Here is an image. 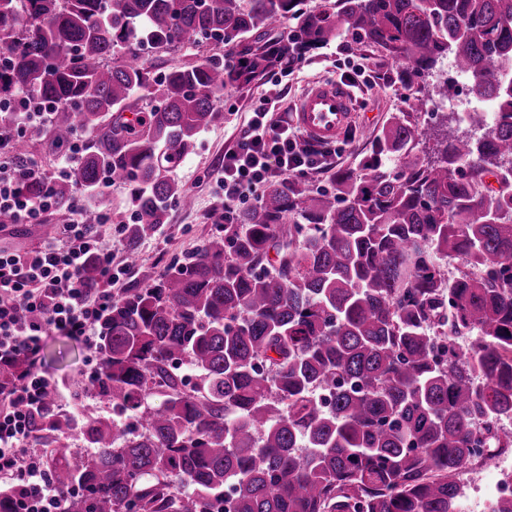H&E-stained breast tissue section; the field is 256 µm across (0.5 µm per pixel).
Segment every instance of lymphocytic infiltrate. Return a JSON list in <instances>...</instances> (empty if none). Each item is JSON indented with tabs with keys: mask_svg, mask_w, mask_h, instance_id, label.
<instances>
[{
	"mask_svg": "<svg viewBox=\"0 0 512 512\" xmlns=\"http://www.w3.org/2000/svg\"><path fill=\"white\" fill-rule=\"evenodd\" d=\"M336 153L309 144L302 132L281 114L280 98L264 97L240 128L214 187L224 198V220L232 222L241 207L253 204L274 180L329 173ZM36 161L16 163L0 155V220L36 224L55 210L51 191L31 197L22 186L47 182ZM84 200L69 211V222L40 247L20 252L0 247V364L17 366L12 385L0 386V488L15 495L17 512H64L65 493L50 476L39 449L35 421L48 394L64 401L65 390L42 370L39 357L50 334L80 342L89 365H97V324L111 306L112 286L124 274L113 264L97 225L84 221ZM96 258L100 277L88 286L82 276L89 258Z\"/></svg>",
	"mask_w": 512,
	"mask_h": 512,
	"instance_id": "f902f5d3",
	"label": "lymphocytic infiltrate"
}]
</instances>
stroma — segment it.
Listing matches in <instances>:
<instances>
[{
    "label": "stroma",
    "instance_id": "1",
    "mask_svg": "<svg viewBox=\"0 0 512 512\" xmlns=\"http://www.w3.org/2000/svg\"><path fill=\"white\" fill-rule=\"evenodd\" d=\"M355 64L364 68L367 79L354 90L356 123L336 140L335 146L337 166L356 167L391 113L409 111L411 99L398 79L401 63L361 56L353 51L346 38L340 37L307 54L289 75L275 70L248 87L227 90L220 95L218 119L198 135L194 151L174 171L177 180L192 195L193 207L170 208L166 223L142 241L137 265L121 276L116 291L146 287L170 261L187 257L203 244L213 225L224 215V201L213 190V175L223 165L225 151L233 145L238 128L262 95L283 94L288 105L293 106L311 84L339 80ZM442 80L452 84L451 94L447 101L431 102L427 109L419 111V123L434 124L437 113L445 112L450 117L449 137L471 135V128L455 119L459 102L467 94V77L448 58L437 66L428 82L433 85ZM64 221V213L52 212L45 214L38 224L7 225L0 231V244L21 249L36 246L49 235L53 225ZM40 358L43 370L68 387L79 381L88 369L82 345L65 336H49Z\"/></svg>",
    "mask_w": 512,
    "mask_h": 512
}]
</instances>
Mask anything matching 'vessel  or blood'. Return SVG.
I'll return each mask as SVG.
<instances>
[{
	"label": "vessel or blood",
	"mask_w": 512,
	"mask_h": 512,
	"mask_svg": "<svg viewBox=\"0 0 512 512\" xmlns=\"http://www.w3.org/2000/svg\"><path fill=\"white\" fill-rule=\"evenodd\" d=\"M354 96L339 81H322L310 86L298 100L293 122L316 143H330L355 121Z\"/></svg>",
	"instance_id": "vessel-or-blood-1"
}]
</instances>
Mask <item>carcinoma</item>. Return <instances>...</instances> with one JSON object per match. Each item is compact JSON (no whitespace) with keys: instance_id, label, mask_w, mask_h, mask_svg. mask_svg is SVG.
Segmentation results:
<instances>
[{"instance_id":"obj_1","label":"carcinoma","mask_w":512,"mask_h":512,"mask_svg":"<svg viewBox=\"0 0 512 512\" xmlns=\"http://www.w3.org/2000/svg\"><path fill=\"white\" fill-rule=\"evenodd\" d=\"M0 0V110L15 91L54 108L32 142L91 136L75 172L131 187L124 245L192 205L172 172L227 88L275 68L266 35L304 56L354 50L431 75L444 58L470 94L476 139L393 115L330 187L272 181L237 224L98 324L93 387L115 417L78 425L46 398L36 430L65 512H458L475 448H512V0ZM224 48L154 73L142 52ZM148 100L137 124L131 98ZM497 186H492V183ZM458 259L456 271L448 261ZM199 377L188 389L174 364ZM331 390L320 401L316 390ZM159 402L144 406L147 395ZM79 429L91 455L57 438ZM232 489L224 499V490Z\"/></svg>"}]
</instances>
